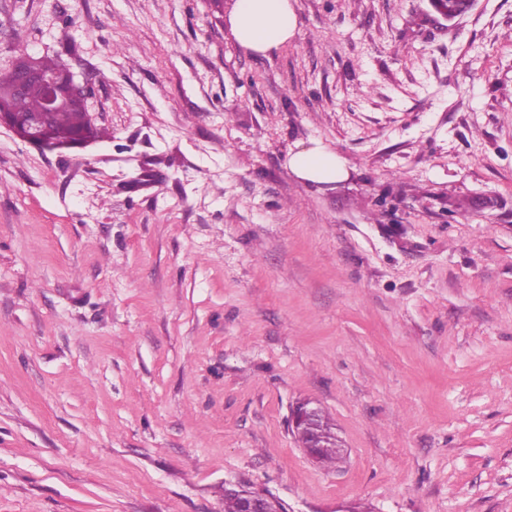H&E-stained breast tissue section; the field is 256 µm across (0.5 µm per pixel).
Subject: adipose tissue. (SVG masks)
I'll return each instance as SVG.
<instances>
[{
  "mask_svg": "<svg viewBox=\"0 0 512 512\" xmlns=\"http://www.w3.org/2000/svg\"><path fill=\"white\" fill-rule=\"evenodd\" d=\"M228 21L240 46L258 54L287 43L297 32L292 0H235ZM288 165L299 179L318 184L349 174L347 159L320 143L291 152Z\"/></svg>",
  "mask_w": 512,
  "mask_h": 512,
  "instance_id": "adipose-tissue-1",
  "label": "adipose tissue"
}]
</instances>
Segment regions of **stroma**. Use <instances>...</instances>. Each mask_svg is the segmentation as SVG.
Instances as JSON below:
<instances>
[{
    "mask_svg": "<svg viewBox=\"0 0 512 512\" xmlns=\"http://www.w3.org/2000/svg\"><path fill=\"white\" fill-rule=\"evenodd\" d=\"M233 2L0 0L105 131L0 128V512H512V0H295L264 55ZM288 166L299 179L318 184L336 183L349 174L347 159L319 142L289 153ZM319 407L313 402L303 401L298 403L291 410L290 427L291 430L297 432L307 425L311 420H315Z\"/></svg>",
    "mask_w": 512,
    "mask_h": 512,
    "instance_id": "35a3bbf8",
    "label": "stroma"
}]
</instances>
